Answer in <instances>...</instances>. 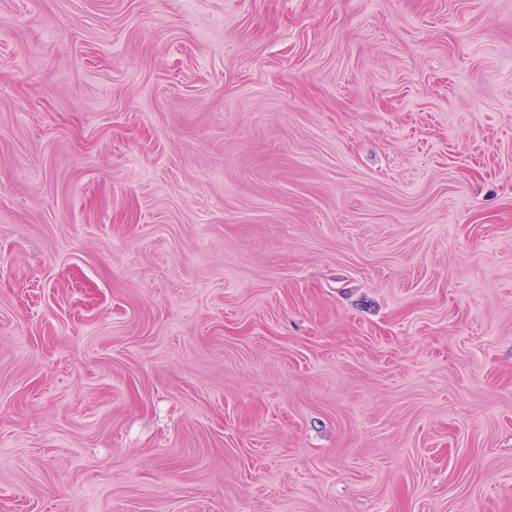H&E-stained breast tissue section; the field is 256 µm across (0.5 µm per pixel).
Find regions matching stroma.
Returning <instances> with one entry per match:
<instances>
[{
  "mask_svg": "<svg viewBox=\"0 0 512 512\" xmlns=\"http://www.w3.org/2000/svg\"><path fill=\"white\" fill-rule=\"evenodd\" d=\"M0 512H512V0H0Z\"/></svg>",
  "mask_w": 512,
  "mask_h": 512,
  "instance_id": "obj_1",
  "label": "stroma"
}]
</instances>
